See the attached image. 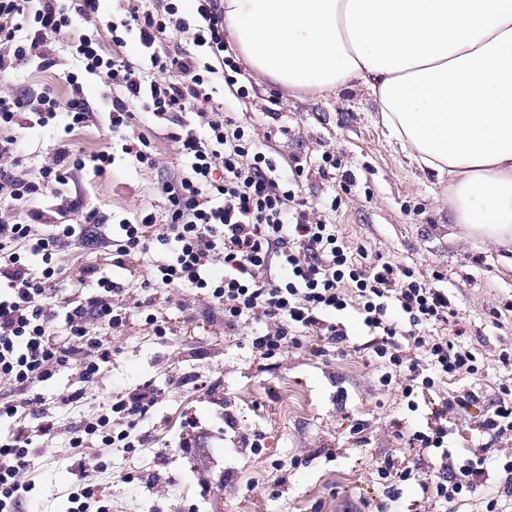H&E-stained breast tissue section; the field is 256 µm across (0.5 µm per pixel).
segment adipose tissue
Returning <instances> with one entry per match:
<instances>
[{
	"mask_svg": "<svg viewBox=\"0 0 512 512\" xmlns=\"http://www.w3.org/2000/svg\"><path fill=\"white\" fill-rule=\"evenodd\" d=\"M259 78L369 87L413 159L454 178L453 223L512 242V0H223Z\"/></svg>",
	"mask_w": 512,
	"mask_h": 512,
	"instance_id": "obj_1",
	"label": "adipose tissue"
}]
</instances>
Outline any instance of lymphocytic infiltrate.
<instances>
[{
	"instance_id": "obj_1",
	"label": "lymphocytic infiltrate",
	"mask_w": 512,
	"mask_h": 512,
	"mask_svg": "<svg viewBox=\"0 0 512 512\" xmlns=\"http://www.w3.org/2000/svg\"><path fill=\"white\" fill-rule=\"evenodd\" d=\"M195 2L188 18L181 0H122L123 18L107 20L105 26L118 47L125 45L126 34L136 33L146 51L144 63L114 56L94 35H83L74 45L85 72L113 88L109 129L138 163L154 167L158 158L150 141L133 132L131 104H141L157 118L189 106L202 111L213 99L216 81L230 88L238 83L237 63L226 54L219 0ZM98 9L99 0H0V43L9 47L0 52V72L30 60L48 39L65 35L73 16L89 17ZM165 33L189 36L193 50L170 53L159 40ZM68 82L71 97L66 104H59L50 91L39 95L36 124L47 125L61 112L69 132L89 121L82 84L73 74ZM20 108L12 89L0 90V199L58 190L78 163L70 144L63 142L33 177H12L8 169L20 161V143L7 129ZM170 138L188 167L168 190L163 216L143 211L136 221L120 223L112 250L95 262L66 270L51 264L56 247L73 238L88 240L98 222L96 211L80 198L67 204L68 210L80 212L78 223L53 225L41 236L33 231L42 220L38 210L0 220V383L12 396L0 405V418L13 421L10 437L0 441V512H19L22 499L34 488L25 478L37 454L25 424L31 391L73 353L85 355L79 365L83 386L92 382L100 364L109 362L113 336L124 332L133 315L121 304L123 284L101 270H130L154 243L167 255L157 267V280L208 291L223 306L227 329H235L240 320L251 321L252 345L265 358L284 353L299 332L343 344L347 330L329 315L352 303L370 335L368 349L398 368L403 397L476 370L471 349L445 336L420 333L421 327L443 325L455 317L447 292L429 287L411 269L352 252L339 241L335 225L314 220V208L300 200L293 182L301 167H294L293 178H285L276 160L257 148L242 126L218 112L205 131L185 126ZM218 255L224 260V275L216 280L208 271ZM275 264L284 272L278 280L271 276ZM67 278L97 291L59 307L58 293ZM62 323L69 329L64 339L58 335ZM94 323L107 327V335L91 337ZM83 386L63 397V404L84 399ZM478 401L473 391H458L431 408L425 429L410 434V446L430 461L418 482L423 501H455L485 475L491 454L487 448L468 457L460 474L450 473L445 464L457 416Z\"/></svg>"
}]
</instances>
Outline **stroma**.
I'll return each mask as SVG.
<instances>
[{"label": "stroma", "instance_id": "1", "mask_svg": "<svg viewBox=\"0 0 512 512\" xmlns=\"http://www.w3.org/2000/svg\"><path fill=\"white\" fill-rule=\"evenodd\" d=\"M117 7V0H99L96 17L74 18L68 41L47 45L49 64L34 58L0 74V86L26 93L12 128L23 145L14 175L35 174L64 137L84 161L62 192L0 207L7 217L42 211L36 234L45 233L47 225L75 221V214L62 207L68 197L83 199L103 217L99 234L105 245L117 238L120 222L135 220L139 209L162 212L166 186L184 169L169 134L178 125L200 128L207 121L191 109L159 120L134 106V129L150 139L160 164L150 168L123 153L108 129V88L83 73L68 47L95 30L105 49L114 48L104 22ZM72 72L81 76L93 121L68 134L61 117L44 127L34 125L38 95L48 89L67 103L66 77ZM239 82L248 97L236 98L220 83L215 107L244 126L283 173H290L293 161L302 162L300 196L318 211L335 202L329 218L344 242L416 268L447 288L458 311L461 340L480 360L478 372L463 380L478 391L480 403L457 418L453 460L461 462L483 442L477 432L483 406L501 398V385H512V369L496 358L499 349L512 347V246L467 235L453 224L449 177L409 158L379 123L376 98L365 86L291 92L259 80L246 65ZM100 154L113 159L102 172L89 164ZM327 154L342 162L328 177L319 171ZM163 258L150 251L132 274L123 275L124 302L139 306L140 313L115 341L110 361L101 364L93 381L81 384L72 360L37 386L52 427L33 439L39 450L29 473L35 488L21 512H69L67 497L85 477L97 483L109 512H171L175 507L180 512H367V505L383 502L390 512H415L416 480L396 484L381 478L378 468L388 457L396 467H414L418 457L406 436L426 421L422 412L408 410L397 385H381L388 368L365 350L368 337L359 315L349 309L337 316L348 332L343 348L325 347L307 334L273 368L253 347L250 325L226 330L223 307L204 291L161 286L151 305H144L141 283L152 278ZM151 314L167 321V335H156L147 321ZM143 385L157 389L160 397L138 421L140 446L92 443L86 455L99 458L105 468H81L71 445L76 431L103 414L110 418L111 434L124 430L126 419L112 413L111 405L119 394ZM80 387L87 390L83 402L60 405L61 397ZM253 437L259 438V447H246L245 439ZM497 445L502 452L490 463L483 486L456 504L427 502L426 512H486L500 486L512 436H503ZM393 486L400 497L391 503L387 492Z\"/></svg>", "mask_w": 512, "mask_h": 512}]
</instances>
